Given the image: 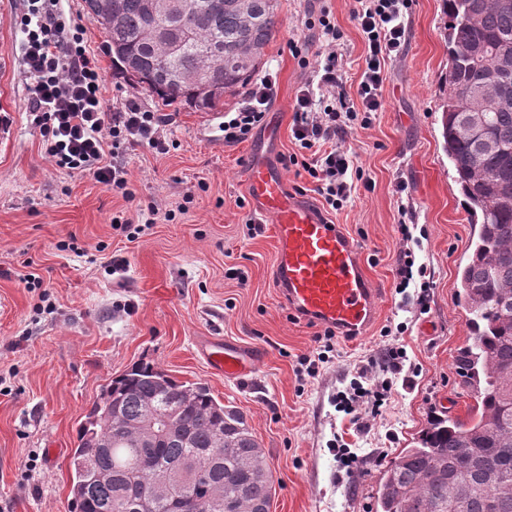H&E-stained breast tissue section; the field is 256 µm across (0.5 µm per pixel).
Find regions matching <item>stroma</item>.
Wrapping results in <instances>:
<instances>
[{
  "mask_svg": "<svg viewBox=\"0 0 512 512\" xmlns=\"http://www.w3.org/2000/svg\"><path fill=\"white\" fill-rule=\"evenodd\" d=\"M278 3L281 27L261 65L277 74L264 124L247 141L228 145L224 115L239 106L242 92L225 94L216 113L178 107L167 129L176 149L125 156L136 193L129 202L46 160L27 109L16 25L22 2L0 0V512H67L77 430L102 385L141 361L177 380L206 383L246 414L277 480L270 512H375L384 471L415 447L431 415L468 419L474 399L455 367L469 334L456 264L471 227L442 149L440 78L448 68L442 2L414 0L406 48L386 67L382 106L344 142L371 186L352 192L333 218L362 249L378 309L366 335L337 338L313 377L299 358L318 353L316 329L291 319L279 298L272 224L263 220L255 236L246 228L251 161L297 150L292 106L304 73L288 44L307 37L312 2ZM325 5L353 97L365 68V38L352 0ZM62 20L84 26L86 46L103 68L106 99L131 96L161 110L150 93L113 73L105 35L88 20L82 0H66ZM403 201L419 233L416 260L433 273L425 314L417 309L416 288L395 290ZM147 205L176 217L133 240L113 230V216L133 220ZM114 256L126 259L124 271L113 272ZM386 326L391 335H382ZM204 336L254 348L260 356L254 373L242 380L212 373L197 354ZM392 346L407 352L396 375L378 359ZM360 366L369 384L394 382L389 405L362 430L336 407L337 393ZM342 444L359 457L350 474L331 452Z\"/></svg>",
  "mask_w": 512,
  "mask_h": 512,
  "instance_id": "stroma-1",
  "label": "stroma"
}]
</instances>
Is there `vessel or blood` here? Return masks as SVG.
Returning a JSON list of instances; mask_svg holds the SVG:
<instances>
[{"mask_svg": "<svg viewBox=\"0 0 512 512\" xmlns=\"http://www.w3.org/2000/svg\"><path fill=\"white\" fill-rule=\"evenodd\" d=\"M247 193L255 216L275 226L274 279L288 310L297 317L364 335L377 311V290L364 271L361 249L312 200L291 192L282 171L253 165ZM198 352L208 368L240 380L252 373L255 353L220 336L202 337Z\"/></svg>", "mask_w": 512, "mask_h": 512, "instance_id": "obj_1", "label": "vessel or blood"}]
</instances>
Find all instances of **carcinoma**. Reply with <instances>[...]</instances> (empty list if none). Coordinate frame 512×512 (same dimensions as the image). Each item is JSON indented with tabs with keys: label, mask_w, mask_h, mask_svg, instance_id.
<instances>
[{
	"label": "carcinoma",
	"mask_w": 512,
	"mask_h": 512,
	"mask_svg": "<svg viewBox=\"0 0 512 512\" xmlns=\"http://www.w3.org/2000/svg\"><path fill=\"white\" fill-rule=\"evenodd\" d=\"M84 0L103 30L112 68L163 103L211 112L255 75L280 26L277 0ZM448 58L442 78L443 149L456 172L471 224L469 254L457 265L471 336L456 363L472 388L467 421L435 417L385 470L376 512H450L448 484L469 483L460 512H512V77L507 98L487 113L485 151L452 103L481 87L494 58L472 56L512 37V0H443ZM151 402L173 417L176 433L153 441L138 434ZM117 411L124 429L99 422ZM511 487L485 486L483 469ZM69 512H270L275 479L247 418L200 382H180L150 362L111 378L86 415L72 449ZM105 472L110 480L98 474Z\"/></svg>",
	"instance_id": "obj_1"
}]
</instances>
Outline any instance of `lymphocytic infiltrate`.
Masks as SVG:
<instances>
[{
  "label": "lymphocytic infiltrate",
  "instance_id": "1",
  "mask_svg": "<svg viewBox=\"0 0 512 512\" xmlns=\"http://www.w3.org/2000/svg\"><path fill=\"white\" fill-rule=\"evenodd\" d=\"M20 28L24 35L21 59L30 81L28 109L43 137L44 153L56 168L91 176L125 199H132L129 173L121 159L147 148L169 153L175 143L166 129L175 121L170 113L154 111L133 98L120 100L113 110L103 104L104 76L100 60L87 52L84 30L66 27L60 20L61 0H23ZM413 0H355L353 15L365 36L367 54L357 99H350L338 68L336 27L328 8L306 21L308 30L318 32L316 51L290 42L293 57L307 78L293 104V138L298 153L285 156L286 167L310 177L313 191L325 212L340 209L348 200L363 171L351 168L343 141L359 114H371L381 106L385 65L402 55L407 41L405 19ZM276 92V78L267 74L245 93L244 100L224 122V141L237 144L261 126ZM403 248L395 268V288L405 293L418 285L419 303H426L431 272L417 263L410 244L409 224L399 222ZM366 368H358L341 409L356 425L366 414H378L386 405L390 386L376 390L365 387Z\"/></svg>",
  "mask_w": 512,
  "mask_h": 512
}]
</instances>
